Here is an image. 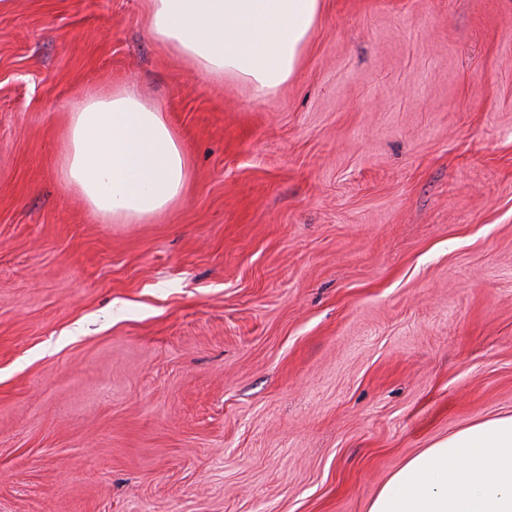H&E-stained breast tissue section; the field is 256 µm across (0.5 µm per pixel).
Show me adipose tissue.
Listing matches in <instances>:
<instances>
[{"label": "adipose tissue", "instance_id": "ef3b65f1", "mask_svg": "<svg viewBox=\"0 0 512 512\" xmlns=\"http://www.w3.org/2000/svg\"><path fill=\"white\" fill-rule=\"evenodd\" d=\"M323 0H150L154 41L212 77L275 94L294 74ZM62 172L92 211L150 220L185 195L190 167L175 128L128 86L85 97L71 116ZM368 512H512V416L463 428L410 458Z\"/></svg>", "mask_w": 512, "mask_h": 512}]
</instances>
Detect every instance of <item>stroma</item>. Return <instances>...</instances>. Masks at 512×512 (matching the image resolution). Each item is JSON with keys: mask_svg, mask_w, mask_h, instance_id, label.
Wrapping results in <instances>:
<instances>
[{"mask_svg": "<svg viewBox=\"0 0 512 512\" xmlns=\"http://www.w3.org/2000/svg\"><path fill=\"white\" fill-rule=\"evenodd\" d=\"M149 0H0V512H367L512 416V0H324L276 94ZM182 136V201L95 216L81 97Z\"/></svg>", "mask_w": 512, "mask_h": 512, "instance_id": "obj_1", "label": "stroma"}]
</instances>
